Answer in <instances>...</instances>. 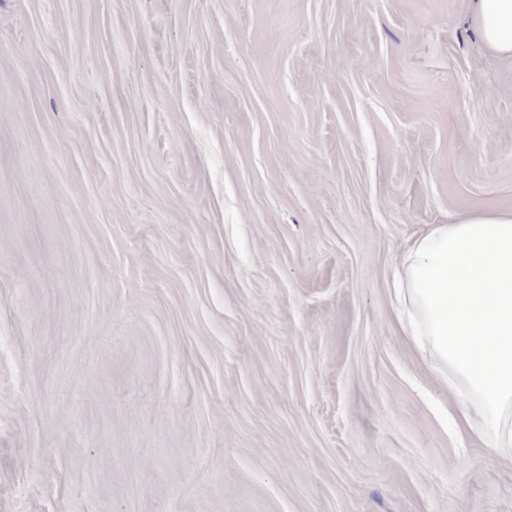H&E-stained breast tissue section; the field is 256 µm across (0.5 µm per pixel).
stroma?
<instances>
[{
	"label": "stroma",
	"instance_id": "1",
	"mask_svg": "<svg viewBox=\"0 0 512 512\" xmlns=\"http://www.w3.org/2000/svg\"><path fill=\"white\" fill-rule=\"evenodd\" d=\"M486 209L467 0H0V512H512L391 303Z\"/></svg>",
	"mask_w": 512,
	"mask_h": 512
}]
</instances>
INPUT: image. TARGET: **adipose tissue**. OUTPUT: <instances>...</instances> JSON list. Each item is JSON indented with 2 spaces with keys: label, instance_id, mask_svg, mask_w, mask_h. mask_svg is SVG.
I'll list each match as a JSON object with an SVG mask.
<instances>
[{
  "label": "adipose tissue",
  "instance_id": "obj_1",
  "mask_svg": "<svg viewBox=\"0 0 512 512\" xmlns=\"http://www.w3.org/2000/svg\"><path fill=\"white\" fill-rule=\"evenodd\" d=\"M485 49L512 58V0H468ZM392 300L403 335L464 399L459 419L512 451V210L438 224L406 246Z\"/></svg>",
  "mask_w": 512,
  "mask_h": 512
}]
</instances>
